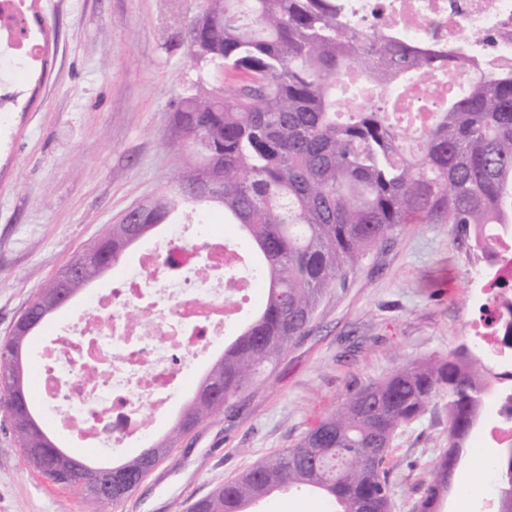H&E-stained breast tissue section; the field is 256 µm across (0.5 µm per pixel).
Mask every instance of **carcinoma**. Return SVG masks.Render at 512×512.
<instances>
[{
    "label": "carcinoma",
    "instance_id": "1",
    "mask_svg": "<svg viewBox=\"0 0 512 512\" xmlns=\"http://www.w3.org/2000/svg\"><path fill=\"white\" fill-rule=\"evenodd\" d=\"M193 19L187 54L197 65L224 71L220 90L202 83L178 98L172 150L178 176L144 202L138 223L119 222L73 263L80 273L72 294L119 264L134 235L161 223L178 206L218 204L258 257L246 278L266 284L254 318L224 348L194 399L166 438L121 462L127 484L101 504H117L134 489L145 458L158 463L182 435L224 411L282 361L303 336L327 291L404 224H454L485 258L496 232L512 229V68L483 70L466 47L453 69H472L460 95H436L420 129L391 117L388 105L412 79L445 72L448 56L417 50L393 33L347 24L342 0H206ZM377 93L353 103L341 121L336 94L352 72ZM218 189L194 194L199 173ZM32 336L0 342V421L34 412L28 385L12 390L15 350ZM484 357L463 345L446 359L410 361L361 389L308 430L292 448L263 458L239 478L194 501L189 512L240 511L275 492L311 488L331 512H389L392 485L384 463L399 430L432 411L448 409V448L430 471L415 512H438L490 395ZM36 421L20 448L29 466L53 483L75 489L100 474V465H74L53 440L42 441ZM512 461L500 455L495 475L497 512H512L503 497Z\"/></svg>",
    "mask_w": 512,
    "mask_h": 512
}]
</instances>
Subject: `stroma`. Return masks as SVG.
Here are the masks:
<instances>
[{
	"label": "stroma",
	"mask_w": 512,
	"mask_h": 512,
	"mask_svg": "<svg viewBox=\"0 0 512 512\" xmlns=\"http://www.w3.org/2000/svg\"><path fill=\"white\" fill-rule=\"evenodd\" d=\"M203 0H27L29 29L49 46L16 77L0 117V340L35 289L174 178L167 147L174 103L222 75L187 56L179 23ZM479 252L455 226L408 224L330 289L305 336L275 370L171 449L108 508L51 484L0 424V512H188L198 497L292 447L356 391L419 358L471 343ZM484 414L440 512H491L479 474L495 443ZM446 411L395 437L390 512H413L446 446Z\"/></svg>",
	"instance_id": "35a3bbf8"
}]
</instances>
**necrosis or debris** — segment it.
<instances>
[{
	"label": "necrosis or debris",
	"mask_w": 512,
	"mask_h": 512,
	"mask_svg": "<svg viewBox=\"0 0 512 512\" xmlns=\"http://www.w3.org/2000/svg\"><path fill=\"white\" fill-rule=\"evenodd\" d=\"M352 23L387 29L419 47L453 50L467 39L479 63L512 68V0H345ZM35 37L17 43L0 29V72L32 66ZM237 253L211 241L206 253L157 242L136 273L117 281L80 320L38 353L39 387L55 415L80 423L99 451L126 448L148 436L154 415L165 412L182 390L197 354L224 334L225 299H238L249 283L225 278ZM483 320L471 335L498 376L488 435L512 442V346L502 340L512 315L498 303L500 288H482ZM136 319H129V309Z\"/></svg>",
	"instance_id": "1"
}]
</instances>
